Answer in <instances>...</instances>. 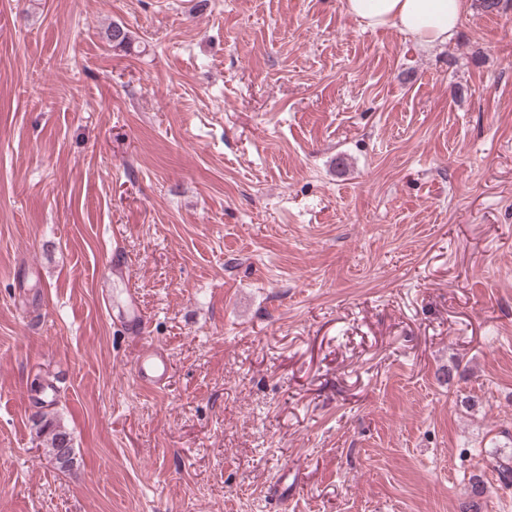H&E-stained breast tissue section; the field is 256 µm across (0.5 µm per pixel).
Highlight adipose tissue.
I'll list each match as a JSON object with an SVG mask.
<instances>
[{"label":"adipose tissue","mask_w":512,"mask_h":512,"mask_svg":"<svg viewBox=\"0 0 512 512\" xmlns=\"http://www.w3.org/2000/svg\"><path fill=\"white\" fill-rule=\"evenodd\" d=\"M345 12L364 27L398 28L426 46L448 42L467 9V0H344Z\"/></svg>","instance_id":"ef3b65f1"}]
</instances>
